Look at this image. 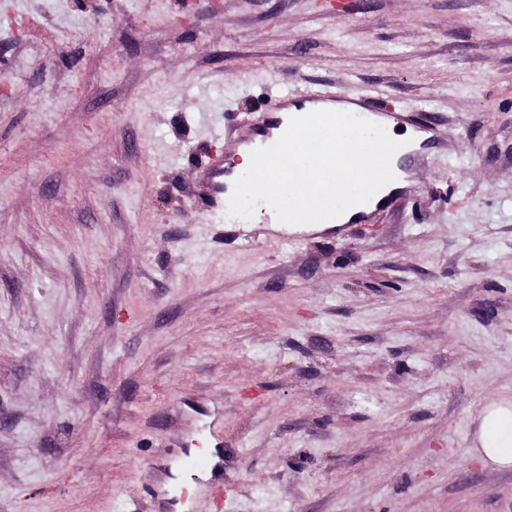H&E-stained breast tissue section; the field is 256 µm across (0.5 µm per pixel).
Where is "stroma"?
Here are the masks:
<instances>
[{
	"instance_id": "35a3bbf8",
	"label": "stroma",
	"mask_w": 512,
	"mask_h": 512,
	"mask_svg": "<svg viewBox=\"0 0 512 512\" xmlns=\"http://www.w3.org/2000/svg\"><path fill=\"white\" fill-rule=\"evenodd\" d=\"M446 146L315 231L194 195L271 95ZM512 0H0V512H512ZM335 102L346 103L351 105L352 108L344 112L353 113L361 118H364L381 126H386L391 121L403 122L405 118V120L410 122L408 124L413 126L415 130L426 135L429 134L430 136L428 137V139H432L434 143L441 142V138L436 133L437 129L433 126L432 123L423 120L419 116H401L397 112L387 111L381 108L370 107L362 94L352 91L338 92L335 95ZM478 419V456L497 467H512V400L488 403Z\"/></svg>"
}]
</instances>
